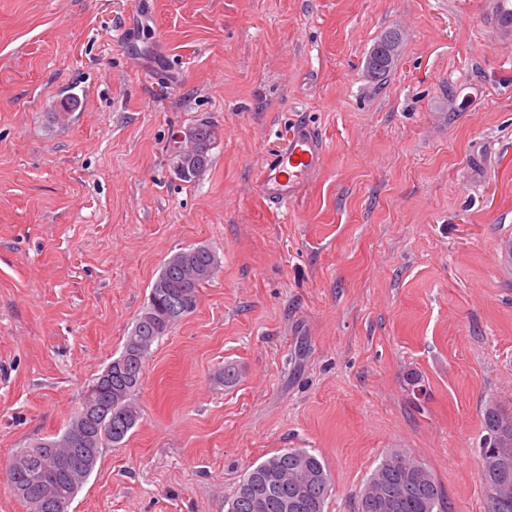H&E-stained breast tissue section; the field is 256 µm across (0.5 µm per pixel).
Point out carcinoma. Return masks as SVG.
Returning <instances> with one entry per match:
<instances>
[{"label":"carcinoma","mask_w":512,"mask_h":512,"mask_svg":"<svg viewBox=\"0 0 512 512\" xmlns=\"http://www.w3.org/2000/svg\"><path fill=\"white\" fill-rule=\"evenodd\" d=\"M197 135V155L204 158L203 168L210 167L211 151L221 138L219 126L200 119L189 125ZM218 271V260L214 252L205 246L182 248L164 262L162 270L151 285L150 292L156 298L148 300L136 317L131 330L123 343V350L133 349L138 357L137 378L134 382L109 385L106 381L111 367H106L100 375L88 385L83 402L96 395V389L109 388L112 399V422L95 425L90 421H81L80 413H75L65 430L49 438L37 440L44 449L70 448L75 436L72 428L83 423L86 447L108 448L124 441L139 418V408L134 396L141 385L145 362L151 354L152 346L168 335L173 326L189 314L197 304L199 294L190 288L194 270ZM484 426L489 438L480 448L478 465L483 486H491L508 481L512 486V465L507 472H498L495 463L506 455L512 460V418L490 407L484 414ZM31 445L12 451L5 466V475L15 496L27 506L28 512H68L79 490L88 480L72 483L67 478L56 481V492L60 506L50 511L43 500L42 485L44 478L36 468L37 461L27 459L18 465L16 461L27 455ZM401 457L410 465L419 461L404 452L391 453L373 471L358 500V512H384L375 503L374 490L393 474L392 462ZM302 484L304 491L303 507L291 512H324L326 500L331 490L330 476L322 461L314 454L302 448H282L249 470L239 482L232 496L227 500V512H283L280 502L294 491L292 484ZM445 494L434 477H429L423 488L412 491L402 501L399 512H444Z\"/></svg>","instance_id":"obj_1"}]
</instances>
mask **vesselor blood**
<instances>
[{"label": "vessel or blood", "instance_id": "1", "mask_svg": "<svg viewBox=\"0 0 512 512\" xmlns=\"http://www.w3.org/2000/svg\"><path fill=\"white\" fill-rule=\"evenodd\" d=\"M481 16L499 43H512V0H481ZM322 158L319 137L309 127H294L287 143L264 160L257 182L259 194L273 204H288L319 168ZM494 263L502 276L512 275L511 233L499 238Z\"/></svg>", "mask_w": 512, "mask_h": 512}]
</instances>
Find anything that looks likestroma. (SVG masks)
<instances>
[{"label": "stroma", "instance_id": "stroma-1", "mask_svg": "<svg viewBox=\"0 0 512 512\" xmlns=\"http://www.w3.org/2000/svg\"><path fill=\"white\" fill-rule=\"evenodd\" d=\"M390 32L379 89L365 60ZM202 118L223 135L185 183L168 139ZM297 123L323 163L276 206L259 170ZM508 231L512 45L480 0H0V512H28L12 449L64 431L164 261L200 245L220 270L70 512H226L282 448L322 460L325 512H357L394 451L447 512H487L483 414L512 417ZM494 263L504 278L512 273V234H503L497 242L494 252Z\"/></svg>", "mask_w": 512, "mask_h": 512}]
</instances>
